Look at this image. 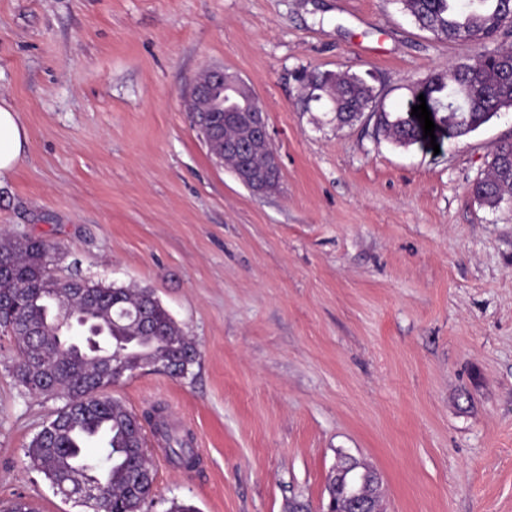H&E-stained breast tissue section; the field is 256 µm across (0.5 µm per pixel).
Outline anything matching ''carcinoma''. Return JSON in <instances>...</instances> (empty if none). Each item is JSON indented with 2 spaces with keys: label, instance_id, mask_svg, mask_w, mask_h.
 <instances>
[{
  "label": "carcinoma",
  "instance_id": "1",
  "mask_svg": "<svg viewBox=\"0 0 512 512\" xmlns=\"http://www.w3.org/2000/svg\"><path fill=\"white\" fill-rule=\"evenodd\" d=\"M400 2L419 28L472 51L447 69L408 85L409 103L425 96L435 132L460 139L512 108V49L490 47L499 32L512 27L507 0H466L462 9L457 0ZM297 80L305 90V108L324 103L342 125L357 122V114L368 111L376 99L374 88L355 73L302 71ZM411 112L409 105L396 112L372 111L377 134L400 147L424 146L430 138L423 137L420 121ZM224 165L249 189L261 179L279 183L277 171L259 152L227 154ZM472 192L491 208L512 194V142L499 146ZM58 250L44 240L0 233V255L12 267L10 277L0 279V330L11 336L17 350L13 377L29 392H60L63 401L53 415L57 427L48 435L37 433L27 453L54 489L72 488L76 475L93 477L99 485L97 512H143L153 499V481L143 479L150 463L142 445L146 428H155L160 408L140 417L127 410L107 394L124 376L105 374V366L114 361L138 372L152 366L183 377L197 362L198 348L148 288L105 284L93 289L97 303L85 306L71 291V281L80 273L60 278L50 268ZM52 277L57 285L53 298L44 288ZM63 304L77 305L94 323L80 352L60 322ZM143 313L155 330L140 328ZM23 326L36 327L39 334L22 336ZM166 445L186 468L196 466L193 449L178 435H166ZM109 470L112 478L102 479Z\"/></svg>",
  "mask_w": 512,
  "mask_h": 512
}]
</instances>
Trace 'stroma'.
<instances>
[{
  "instance_id": "1",
  "label": "stroma",
  "mask_w": 512,
  "mask_h": 512,
  "mask_svg": "<svg viewBox=\"0 0 512 512\" xmlns=\"http://www.w3.org/2000/svg\"><path fill=\"white\" fill-rule=\"evenodd\" d=\"M399 0H0V96L29 135L0 177V230L54 269L153 290L196 342L190 374L111 394L190 429L199 465L147 440V512H312L338 451L384 478L385 512H512V197L473 185L512 109L437 148L303 110L301 71L351 72L377 106L467 55ZM245 79L282 178L255 196L187 117L199 73ZM0 334V512H91L27 448L58 398L12 376Z\"/></svg>"
}]
</instances>
